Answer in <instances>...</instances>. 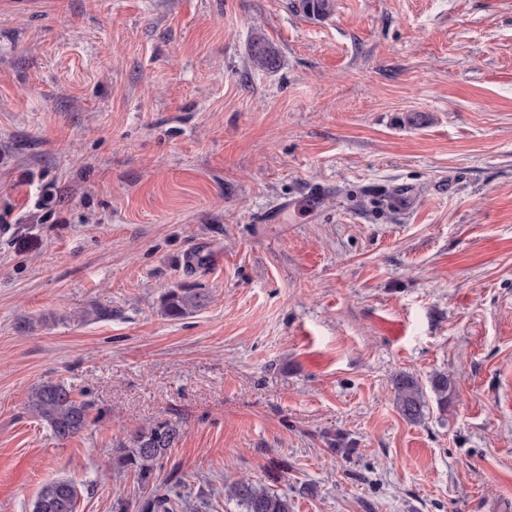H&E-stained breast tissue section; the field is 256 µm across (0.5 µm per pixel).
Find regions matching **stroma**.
Here are the masks:
<instances>
[{"instance_id":"stroma-1","label":"stroma","mask_w":512,"mask_h":512,"mask_svg":"<svg viewBox=\"0 0 512 512\" xmlns=\"http://www.w3.org/2000/svg\"><path fill=\"white\" fill-rule=\"evenodd\" d=\"M291 3L0 0V512L56 479L77 512H239L241 478L512 512V0ZM174 284L207 304L164 316ZM401 373L454 390L415 423ZM50 380L92 403L64 442ZM163 420L144 486L115 447ZM296 2L292 5L296 11L317 20L329 18L334 10L332 0H297ZM250 55L254 67L260 70H272L277 67V53L263 39L258 38L253 42ZM28 405L58 441L80 435L91 423V403L76 400L70 386L61 381H48L34 387Z\"/></svg>"}]
</instances>
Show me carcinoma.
Returning a JSON list of instances; mask_svg holds the SVG:
<instances>
[{
    "mask_svg": "<svg viewBox=\"0 0 512 512\" xmlns=\"http://www.w3.org/2000/svg\"><path fill=\"white\" fill-rule=\"evenodd\" d=\"M293 8L309 18L324 20L332 15L334 3L333 0H297ZM251 60L260 70H272L277 67L278 56L270 45L258 38L251 46ZM206 303L207 296L203 292L182 284L165 288L160 298L163 314L172 319H182ZM453 386V380L445 373H437L430 379V388L442 404L448 402V392ZM394 390L401 415L411 422L421 420L426 407L422 383L410 374H403L394 379ZM28 405L58 441L83 433L90 424L91 403L76 400L70 386L61 381H48L34 387ZM181 435L180 425L169 420L142 426L118 444L120 455L116 464L147 482ZM228 496L237 502L240 512H293L288 494L271 491L250 480L231 485ZM77 499L78 490L74 483L54 480L41 488L33 512H76Z\"/></svg>",
    "mask_w": 512,
    "mask_h": 512,
    "instance_id": "1",
    "label": "carcinoma"
}]
</instances>
